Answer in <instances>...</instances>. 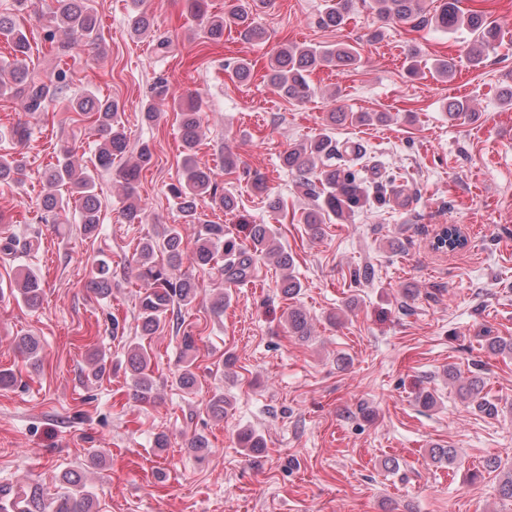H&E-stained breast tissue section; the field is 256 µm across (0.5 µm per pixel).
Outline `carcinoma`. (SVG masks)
I'll return each instance as SVG.
<instances>
[{
    "label": "carcinoma",
    "mask_w": 512,
    "mask_h": 512,
    "mask_svg": "<svg viewBox=\"0 0 512 512\" xmlns=\"http://www.w3.org/2000/svg\"><path fill=\"white\" fill-rule=\"evenodd\" d=\"M354 0H330L326 10L317 20L324 28L339 27L352 10ZM423 0H369V7L382 20H394L403 24L418 26L431 24L436 29L450 34L461 28L472 36L470 61L479 64L484 53L497 46L502 38L501 28L488 20L481 11H464L460 0H437L439 5L435 13L426 16ZM266 7V0H237L224 16L207 18V37L219 41L224 37V29L235 28L244 41L261 38L262 30L253 21V16ZM0 37L5 39L11 53L0 60V98H19L24 108L31 114L49 111L69 88L68 71L59 69L50 76L42 75L27 64L30 40L26 30L16 19L0 14ZM44 42L50 44L56 57L65 60L74 57V53L83 47H98L101 41L100 23L90 0H55L51 11V29L43 35ZM359 59L358 50L351 44L338 43L333 47L322 48L306 44L290 43L280 48L271 59L267 81L277 93L294 102H303L312 95L309 75L312 71L325 67L353 68ZM419 58L417 51L410 52L408 72L416 74L427 65ZM431 65L433 74L443 80H452L456 64L452 58L434 60ZM171 106L180 115L181 137L184 147L182 160L183 178L172 187L171 195L176 200L179 212L187 224L199 225L195 249L188 256L182 249L181 228L171 224L164 228L162 239L146 238L128 261L127 267L136 279L146 283L147 288L140 297L139 326L144 336H152L172 318L179 316L181 310L192 305L197 299L199 285L190 276H171L166 269H175L183 261L208 272L217 281L243 282L253 276L255 259L265 258L285 272L281 280L280 291L283 295L294 297L300 294L302 284L293 274L292 255L277 241V235L268 224L251 225L248 244H242L224 230L222 224L202 222L197 216V200L209 197L215 204L232 211L236 207L235 197L224 190L216 181L213 173L197 164L193 150L198 144L201 132V106L192 103L188 106L178 102L170 95L167 80H158L151 91L150 99L142 105V118L151 123L161 113L162 107ZM70 109L93 118L99 136L94 169L81 166L74 159L75 149L61 146L55 163L48 169L46 181L52 188L66 186L67 195L48 193L44 198V207L56 216H67L70 203H79L78 211L83 230L93 233L101 223L100 203L96 194L94 171L112 168L115 160L123 159L129 153V140L122 125L119 105L109 98H100L89 90L70 100ZM448 118L473 120L475 112L465 100L450 99L445 104ZM389 119L387 112H344L342 110L327 113L326 122L336 124L374 125L383 124ZM153 152L149 145L139 147L133 161L119 168L118 176L124 181L126 203L122 218L128 224L143 221L144 209L135 196L134 183L142 169L152 162ZM282 165L295 174L306 194L314 199L312 207L302 215L312 238L322 235L326 216L332 214L342 218L367 205L371 200L367 182L349 167L336 165V144L333 139L322 134L310 141L299 143L281 156ZM17 171L15 160L9 154H0V183L14 179ZM459 230L450 224L442 231L441 246L452 250L464 245L457 237ZM166 255L168 268L158 265L157 257ZM96 293L107 298L112 295V267L104 259L97 264L92 278ZM12 294L27 306L36 307L41 301L40 280L32 271L17 278ZM288 332L303 340L311 338L312 331L306 316L299 310L288 312ZM16 346L26 355L32 364L40 360L41 345L38 338L25 335L16 338ZM127 363L131 384L139 400L147 402L153 398V379L151 375L152 359L147 348L134 343L127 348ZM448 382L456 389L458 397L474 403L477 408L489 415L499 414V407L485 392L486 381L481 366L477 365L463 376L453 366L446 371ZM177 383L188 393L196 389L197 374L194 361L181 359L177 369ZM231 400L222 393L214 394L208 402L213 417L222 418L228 413ZM240 447L247 452H255L264 447L262 438L252 429L245 428L238 433ZM430 457L437 464L451 465L457 459L454 448L433 447ZM484 469L499 477L497 492L503 499L512 501V464L504 467L502 460L489 457L484 461ZM68 492L61 497L55 512H91L93 499L83 479L71 472L63 475Z\"/></svg>",
    "instance_id": "obj_1"
}]
</instances>
